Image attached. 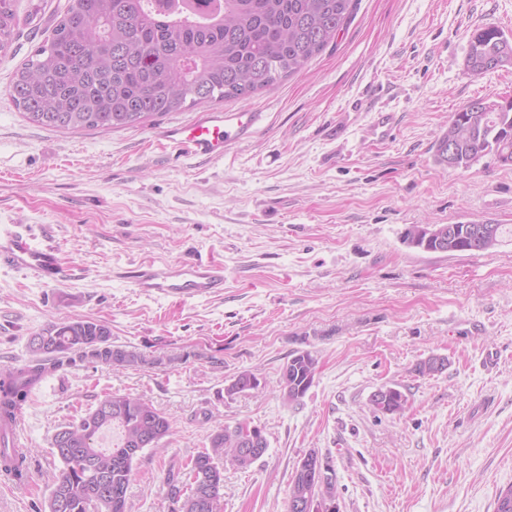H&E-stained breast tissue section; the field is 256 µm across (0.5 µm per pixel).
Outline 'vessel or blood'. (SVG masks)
I'll return each instance as SVG.
<instances>
[{
	"instance_id": "1",
	"label": "vessel or blood",
	"mask_w": 512,
	"mask_h": 512,
	"mask_svg": "<svg viewBox=\"0 0 512 512\" xmlns=\"http://www.w3.org/2000/svg\"><path fill=\"white\" fill-rule=\"evenodd\" d=\"M256 121L253 112H210L191 126L164 131L162 138L179 149L215 159L223 157L225 149L248 134ZM0 262L46 282H57L66 276L54 247L35 245L28 234L20 231L0 235ZM134 286L143 293L169 297L208 296L223 289L224 267L202 261L162 266L146 262L139 266Z\"/></svg>"
}]
</instances>
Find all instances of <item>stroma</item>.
<instances>
[{
  "instance_id": "35a3bbf8",
  "label": "stroma",
  "mask_w": 512,
  "mask_h": 512,
  "mask_svg": "<svg viewBox=\"0 0 512 512\" xmlns=\"http://www.w3.org/2000/svg\"><path fill=\"white\" fill-rule=\"evenodd\" d=\"M512 32V0H358L350 23L302 71L221 110L257 112L252 132L206 159L173 153L164 130L203 104L136 128L70 133L28 122L9 95L47 33L17 30L0 52V231L57 249L69 272L45 283L0 264V367L32 364L30 336L77 318L107 323L138 365L63 364L24 405V487L0 476V512H49L61 427L106 394L129 393L172 428L134 463L136 512H174L171 463L239 422L261 428L249 469L222 460L219 512H288L294 471L328 457L339 512H494L512 486V241L426 252L403 242L428 224L512 225V166L481 157L462 172L434 161L452 112L512 97V67L480 76L468 40ZM395 114L377 142L374 110ZM224 265L222 293L148 296L144 262ZM317 360L312 386L282 398L288 358ZM446 368L419 375L417 363ZM256 388L227 394L237 375ZM403 411L370 406L379 388Z\"/></svg>"
}]
</instances>
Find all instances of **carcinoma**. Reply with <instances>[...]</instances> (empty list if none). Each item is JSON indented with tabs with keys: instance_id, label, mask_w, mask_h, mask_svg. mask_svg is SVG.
<instances>
[{
	"instance_id": "carcinoma-1",
	"label": "carcinoma",
	"mask_w": 512,
	"mask_h": 512,
	"mask_svg": "<svg viewBox=\"0 0 512 512\" xmlns=\"http://www.w3.org/2000/svg\"><path fill=\"white\" fill-rule=\"evenodd\" d=\"M14 0H0V52L12 41L18 15ZM357 0H66L54 16L49 36L14 72L9 93L29 121L59 130H112L198 104L243 100L300 72L343 30ZM465 66L474 75L512 67V36L496 26L472 34ZM453 146L451 168L467 170L493 154L512 165V100L477 99L453 113L434 151ZM512 237V227L496 224L485 249ZM108 325L93 320L53 324L29 338L32 353L54 365L67 354L115 367L138 361L112 347ZM46 367L39 363L0 372V421L12 419L28 402ZM286 401L301 400L311 387L316 359L297 352L284 365ZM112 430L108 449L97 446ZM171 431L167 416L139 397L112 393L79 422L58 431L68 447L84 453L68 457L51 495L67 512H132L127 497L133 465L147 441ZM233 434L212 436L210 448L170 468L166 483L179 512H217L223 484L198 485L195 466L236 454ZM122 496L103 495L99 482Z\"/></svg>"
}]
</instances>
